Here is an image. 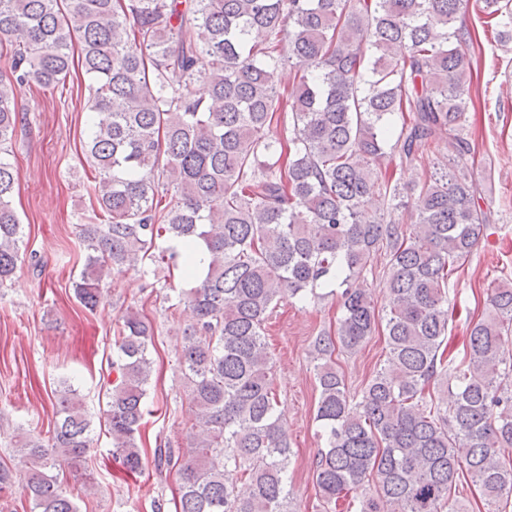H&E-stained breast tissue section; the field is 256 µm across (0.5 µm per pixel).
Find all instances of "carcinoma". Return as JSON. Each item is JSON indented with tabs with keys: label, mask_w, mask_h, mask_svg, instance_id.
Here are the masks:
<instances>
[{
	"label": "carcinoma",
	"mask_w": 512,
	"mask_h": 512,
	"mask_svg": "<svg viewBox=\"0 0 512 512\" xmlns=\"http://www.w3.org/2000/svg\"><path fill=\"white\" fill-rule=\"evenodd\" d=\"M467 0H0V281L27 243L11 204L15 170L2 157L21 122L24 86L70 76L72 35L89 76L85 159L101 220L77 225L84 267L74 282L92 310L112 275L168 259L193 282L177 293L192 322L179 364L195 421L186 447L154 450L178 467L176 512H293L292 450L277 411L265 325L285 299L336 288V332L313 343L315 419L324 447L315 484L326 503L359 512H455L467 475L486 506L512 502V284L490 290L463 357L446 353L448 286L477 246L486 213L461 170L474 146L462 24ZM512 41V0H484ZM262 31L261 42L252 40ZM308 70L280 89L277 68ZM427 146L448 149L416 182L415 220L394 217L398 182ZM167 202H162L163 197ZM170 242L154 255L157 240ZM208 252L204 276L192 255ZM385 260L389 310L365 275ZM385 324L387 359L360 394L334 355H352ZM154 328L126 312L115 330L117 380L105 413L112 458L145 467L141 426ZM48 440L19 441L20 467L0 471L32 512H77L74 489L50 473L80 462L90 421L67 381ZM248 484L245 495L230 477Z\"/></svg>",
	"instance_id": "cac0c4a2"
}]
</instances>
